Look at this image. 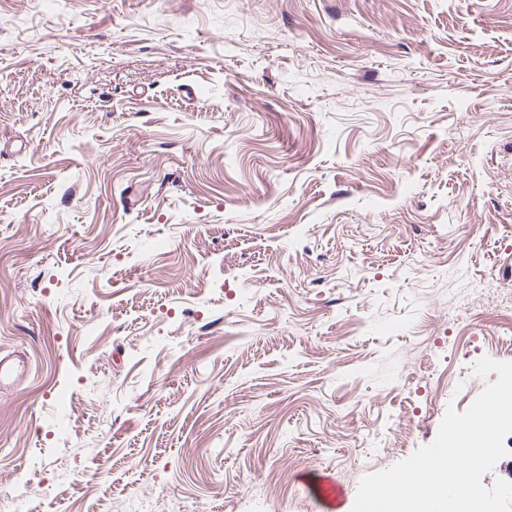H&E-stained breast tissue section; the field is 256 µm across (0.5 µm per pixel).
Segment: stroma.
<instances>
[{
    "instance_id": "obj_1",
    "label": "stroma",
    "mask_w": 512,
    "mask_h": 512,
    "mask_svg": "<svg viewBox=\"0 0 512 512\" xmlns=\"http://www.w3.org/2000/svg\"><path fill=\"white\" fill-rule=\"evenodd\" d=\"M507 288L512 0H0V471L44 504L351 512L512 362ZM29 370L27 359L16 355H0V386Z\"/></svg>"
}]
</instances>
